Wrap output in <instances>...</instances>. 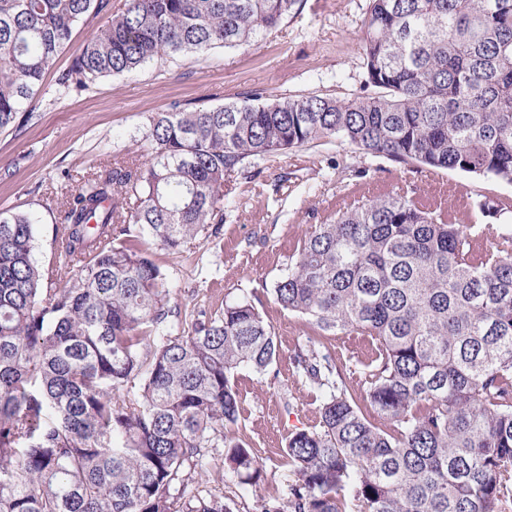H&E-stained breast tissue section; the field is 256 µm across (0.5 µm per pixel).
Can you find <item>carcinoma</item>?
<instances>
[{
  "instance_id": "carcinoma-1",
  "label": "carcinoma",
  "mask_w": 512,
  "mask_h": 512,
  "mask_svg": "<svg viewBox=\"0 0 512 512\" xmlns=\"http://www.w3.org/2000/svg\"><path fill=\"white\" fill-rule=\"evenodd\" d=\"M108 0H0V130L45 94L74 26ZM302 0H126L56 79L58 95L175 55L247 46ZM361 56L374 92L309 93L148 118V157L61 173L57 261L28 211H0V512H233L185 495L213 466L264 480L238 421L235 371L279 359L248 301L189 313L156 245L217 246L234 175L338 140L404 164L512 184V0H371ZM467 229L406 194L357 202L305 235L274 301L369 345L363 414L328 352L293 363L317 422L283 449L296 480L263 512H512V233ZM222 440L224 453L204 449Z\"/></svg>"
}]
</instances>
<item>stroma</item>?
I'll return each mask as SVG.
<instances>
[{"label":"stroma","mask_w":512,"mask_h":512,"mask_svg":"<svg viewBox=\"0 0 512 512\" xmlns=\"http://www.w3.org/2000/svg\"><path fill=\"white\" fill-rule=\"evenodd\" d=\"M124 4L108 0L103 11L85 15L59 53L57 70L69 67L86 39ZM368 7L369 0H304L276 31L248 47L154 60L131 73L98 78L80 93L34 98L29 122L0 131V169L10 170L0 176V211L38 215L34 257L45 265L54 256L55 227L63 221L51 192L60 171L85 173L106 158L147 155L145 128L152 113L174 104L218 106L253 92L270 101L308 93L346 99L369 94L360 54ZM233 183L220 246L197 242L178 254L156 249L152 257L166 270L180 309L214 311L244 299L276 333L281 354L271 373L236 371L241 415L224 430L257 450L264 482L252 491L230 474L210 472L192 483L197 494L223 497L233 512H260L264 502L283 497L293 480L282 453L288 435L318 418V404L292 356L319 330L272 297L310 225L333 220L354 202L405 191L460 225L483 223L478 204L490 201L503 207L500 223L512 226V185L399 163L336 140L254 160Z\"/></svg>","instance_id":"1"}]
</instances>
